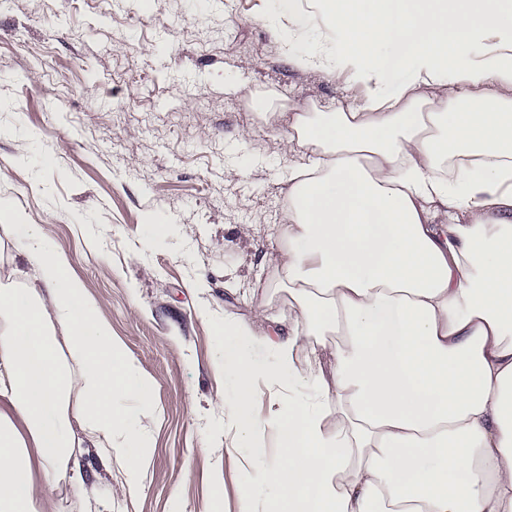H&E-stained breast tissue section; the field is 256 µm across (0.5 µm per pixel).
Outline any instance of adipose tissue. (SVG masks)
<instances>
[{
	"label": "adipose tissue",
	"instance_id": "ef3b65f1",
	"mask_svg": "<svg viewBox=\"0 0 512 512\" xmlns=\"http://www.w3.org/2000/svg\"><path fill=\"white\" fill-rule=\"evenodd\" d=\"M274 4L289 63L365 91L288 124L314 158L288 172L267 261L295 319L258 336L224 317L215 407L271 491L238 512H512V0H315L334 56L297 52L296 0ZM12 229L27 268L0 280V512L84 487L87 442L139 495L151 385L68 260ZM312 343L328 369L300 365Z\"/></svg>",
	"mask_w": 512,
	"mask_h": 512
}]
</instances>
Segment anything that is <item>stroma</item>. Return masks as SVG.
Masks as SVG:
<instances>
[{"instance_id":"stroma-1","label":"stroma","mask_w":512,"mask_h":512,"mask_svg":"<svg viewBox=\"0 0 512 512\" xmlns=\"http://www.w3.org/2000/svg\"><path fill=\"white\" fill-rule=\"evenodd\" d=\"M273 0H0V212L64 255L151 384L145 489L129 497L102 452L86 488L40 512H236L247 484L227 452L225 312H293L263 254L308 162L252 107L347 104L345 76L301 70L267 23ZM168 224L147 238L145 221ZM238 293L228 296L227 286ZM224 484V500L212 488Z\"/></svg>"}]
</instances>
